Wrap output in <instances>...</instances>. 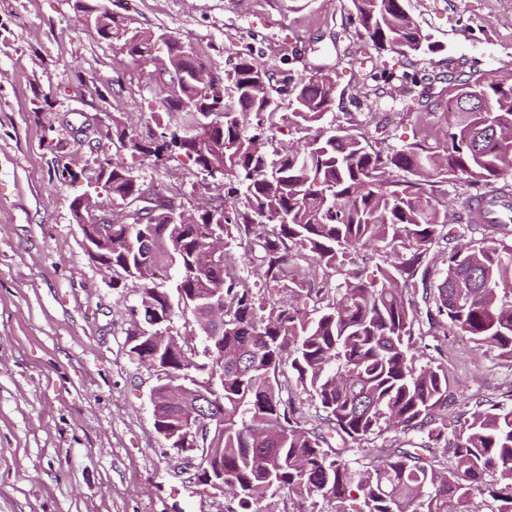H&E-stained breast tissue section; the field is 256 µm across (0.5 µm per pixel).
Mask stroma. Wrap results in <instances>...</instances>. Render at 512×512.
Segmentation results:
<instances>
[{
    "mask_svg": "<svg viewBox=\"0 0 512 512\" xmlns=\"http://www.w3.org/2000/svg\"><path fill=\"white\" fill-rule=\"evenodd\" d=\"M137 26L191 41L218 73L244 53L273 75L280 109L269 132L281 150L309 132L292 116L293 88L317 71L336 79L334 125L396 148L416 125L447 124L449 67L512 74V0H405L435 51L413 66L377 50L351 0H86ZM429 95L417 103L418 90ZM159 86L130 72L118 43L85 28L75 0H0V512H227L193 483L186 455L155 427L156 372L130 352L140 285L112 280L89 259L72 201L109 140L87 142L85 123L120 117L155 130ZM76 174L64 179L65 163ZM142 180L185 206L224 194L222 178L185 156L144 162ZM415 328L448 369L455 399H495L512 363L464 336Z\"/></svg>",
    "mask_w": 512,
    "mask_h": 512,
    "instance_id": "1",
    "label": "stroma"
}]
</instances>
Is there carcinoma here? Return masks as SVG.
<instances>
[{"label": "carcinoma", "instance_id": "obj_1", "mask_svg": "<svg viewBox=\"0 0 512 512\" xmlns=\"http://www.w3.org/2000/svg\"><path fill=\"white\" fill-rule=\"evenodd\" d=\"M359 24L383 50L410 61L427 49L422 33L397 0H352ZM76 9L94 15L97 34L122 42L136 69L147 66L148 79L161 86L164 112H176V126L156 121L147 137L112 117L117 152L90 177L95 195L90 210L122 206L123 224L112 225V270L141 282L140 320L130 343L144 333L169 335L167 322L149 315L146 303L161 307L184 300L191 316L194 290L211 288L224 305V320L201 336L209 369L200 383L215 381L222 405L221 428L214 432L222 449L224 498L232 512H252L253 492L286 490L303 500L340 504L359 500L356 512H469L471 491L485 488L498 502L495 512H512V390L498 400L466 402L457 420L437 417L455 402L448 393V370L440 363H419L424 350L415 339L418 310L406 295L421 280L434 284L435 311H427L432 332L463 334L481 350L512 360V225L485 220L472 208L485 194L468 197L467 223L456 226L442 204L439 183L462 178L470 185L500 187L512 171V82L478 76L459 62L448 74V96L476 94L485 107L454 112L445 139L432 147L421 138L397 149H377L364 136L329 127L284 152H268L264 116L278 109L276 99L258 95L255 85L272 75L251 56H240L220 76L219 95L192 80L197 55L184 54L181 42L159 39L132 19L95 14L76 0ZM336 80L315 73L295 88L293 116L301 124L321 122L330 110ZM192 100L212 111L215 139L209 158L191 154L178 143L195 113L180 110ZM180 153L200 170L224 168L222 201L198 209L196 224H169L173 197H159L137 174L135 163L154 164ZM407 173L402 180L393 171ZM489 229L494 244L454 246L442 258L443 272L429 258L435 242H449L468 231ZM239 240L241 259L251 266L253 283L233 276L229 255L219 269L205 271L200 258L215 235ZM260 255L254 254V246ZM370 249L394 258L377 267L379 281L350 275L329 287L299 272L310 260L343 273L352 253ZM145 353L163 368L167 380L155 386L154 409L181 420L168 399L180 377L196 378L184 364L186 349L147 343ZM296 372L316 401L319 428L305 427L300 409L283 396L280 378ZM389 432L415 435L390 448H363L354 468L345 459L348 440L368 444ZM342 442L332 447L330 440ZM442 446L444 459L422 450Z\"/></svg>", "mask_w": 512, "mask_h": 512}]
</instances>
